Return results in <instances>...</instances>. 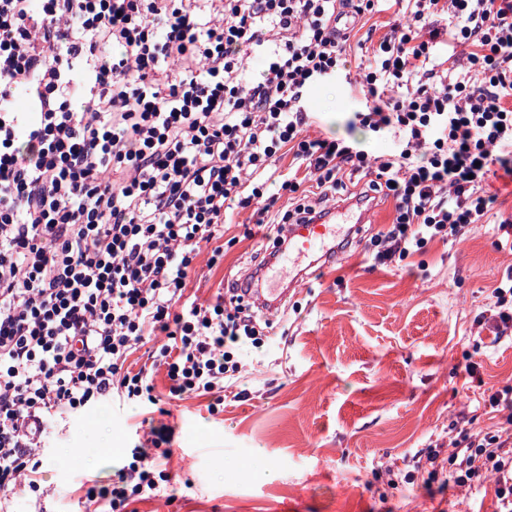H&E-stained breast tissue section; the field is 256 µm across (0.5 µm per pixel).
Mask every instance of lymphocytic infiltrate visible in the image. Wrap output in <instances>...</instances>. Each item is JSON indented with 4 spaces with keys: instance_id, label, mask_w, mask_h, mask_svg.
<instances>
[{
    "instance_id": "lymphocytic-infiltrate-1",
    "label": "lymphocytic infiltrate",
    "mask_w": 512,
    "mask_h": 512,
    "mask_svg": "<svg viewBox=\"0 0 512 512\" xmlns=\"http://www.w3.org/2000/svg\"><path fill=\"white\" fill-rule=\"evenodd\" d=\"M385 0H0V498L38 492L42 427L104 402L170 396L223 404L244 351L263 347L258 313L238 298L185 296L234 210L258 222L323 217L303 188L346 190L361 175L394 201L371 242L388 265L435 238L475 229L512 177V0H407L361 86L350 128L399 148L374 157L344 139L310 138L306 93L344 69L354 19ZM469 46L467 70L437 76L444 37ZM262 52L252 74L244 50ZM291 152L279 170L276 156ZM287 208L277 209L280 196ZM166 336L151 368H127L145 337ZM507 423L460 429L432 476L459 487L497 476L498 512H512V389L485 401ZM151 429L108 486L86 489L95 512H128L171 483Z\"/></svg>"
}]
</instances>
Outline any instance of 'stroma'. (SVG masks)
Returning <instances> with one entry per match:
<instances>
[{
    "label": "stroma",
    "instance_id": "obj_1",
    "mask_svg": "<svg viewBox=\"0 0 512 512\" xmlns=\"http://www.w3.org/2000/svg\"><path fill=\"white\" fill-rule=\"evenodd\" d=\"M394 18L368 15L347 51L348 74L309 89L310 136L345 138L377 156L397 151L394 135L375 139L347 125L364 100L359 66ZM491 190L497 200L482 228L387 267L374 263L370 237L392 220L394 203L377 197L349 248L273 319L264 353H244L223 411L209 413L205 397H168L159 374V406L107 403L53 422L43 493L20 501L21 512H86L83 486L111 483L144 433L164 424L175 497L136 503V512H493V478L443 488L429 484L430 464L412 462L437 447L450 452L465 422L502 425L481 393L512 388V334L496 337L475 321L512 269V252L498 249L494 234L512 220V179L493 180ZM274 236L250 212L232 215L223 265L208 270L200 255L188 296L213 297L223 280L253 272ZM470 363L481 384L467 382ZM392 469L412 481L391 483Z\"/></svg>",
    "mask_w": 512,
    "mask_h": 512
}]
</instances>
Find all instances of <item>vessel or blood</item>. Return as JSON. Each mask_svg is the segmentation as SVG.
Returning a JSON list of instances; mask_svg holds the SVG:
<instances>
[{"instance_id": "vessel-or-blood-1", "label": "vessel or blood", "mask_w": 512, "mask_h": 512, "mask_svg": "<svg viewBox=\"0 0 512 512\" xmlns=\"http://www.w3.org/2000/svg\"><path fill=\"white\" fill-rule=\"evenodd\" d=\"M372 209L373 204L367 199L353 198L337 205L323 218L306 224L287 225V250L280 252L265 268L270 286L242 281L244 299L261 311L275 312L287 302L292 288L302 286L306 281L312 243L321 246V262L331 264L336 259L339 241L352 235L354 225L367 223Z\"/></svg>"}]
</instances>
